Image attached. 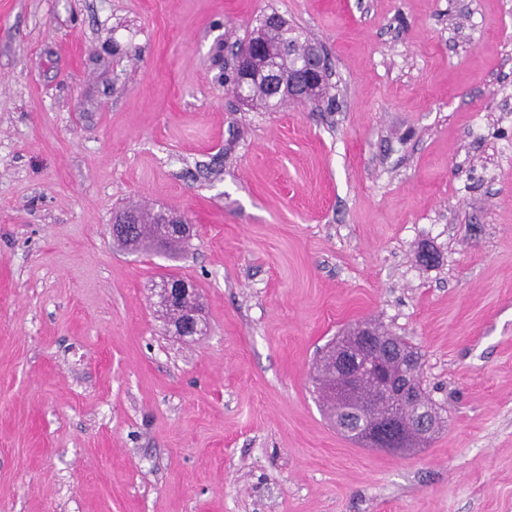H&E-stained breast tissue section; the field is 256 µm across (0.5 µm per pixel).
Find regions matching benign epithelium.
I'll return each mask as SVG.
<instances>
[{
  "label": "benign epithelium",
  "instance_id": "obj_1",
  "mask_svg": "<svg viewBox=\"0 0 512 512\" xmlns=\"http://www.w3.org/2000/svg\"><path fill=\"white\" fill-rule=\"evenodd\" d=\"M326 60L323 47L317 43L312 45L304 57L303 69L292 76L288 83V102L296 101L310 105L319 99L320 89L323 87L326 75ZM279 60L267 53L261 36L252 39L246 48L241 60V70L237 79L240 87L235 96L239 101L248 104V90L252 82L263 84V87L275 95L283 91V82L280 81ZM134 217L131 215L117 218L110 227L113 236L133 237ZM191 225L185 223L183 218L172 214L166 218L164 231L172 237H186L190 235ZM155 306L161 307L174 302L184 305H194L197 299V289L189 281L175 282L163 279L153 286ZM169 332L175 336H205L208 326L202 313L197 309L190 310L183 320L169 325ZM393 350L402 363V371L391 374L387 371L383 361L379 359L362 357V352L368 348ZM336 359V396L345 403H357L363 407L367 402L360 398V386L363 379L372 381L376 394L390 401H406L415 405L417 432L426 436L436 427L437 422L433 412L427 406V398L423 388L415 384L420 369V358L409 350L397 346L390 336H383L370 326L359 328L357 337L350 341L336 344L333 354ZM409 429L397 426L390 420L383 425L370 429L365 433L368 447L389 453H397L405 447Z\"/></svg>",
  "mask_w": 512,
  "mask_h": 512
}]
</instances>
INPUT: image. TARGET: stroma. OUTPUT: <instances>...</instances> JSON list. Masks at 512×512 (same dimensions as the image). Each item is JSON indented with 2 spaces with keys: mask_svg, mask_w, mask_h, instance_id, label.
<instances>
[{
  "mask_svg": "<svg viewBox=\"0 0 512 512\" xmlns=\"http://www.w3.org/2000/svg\"><path fill=\"white\" fill-rule=\"evenodd\" d=\"M271 12L333 110L225 88ZM139 204L191 221L177 256L114 244ZM165 272L208 335L168 333ZM366 321L421 354L425 446L322 410ZM0 512H512V0H0ZM153 295L157 307L174 302L195 305L197 289L192 282L186 280L174 282L172 279H162L153 286Z\"/></svg>",
  "mask_w": 512,
  "mask_h": 512,
  "instance_id": "stroma-1",
  "label": "stroma"
}]
</instances>
